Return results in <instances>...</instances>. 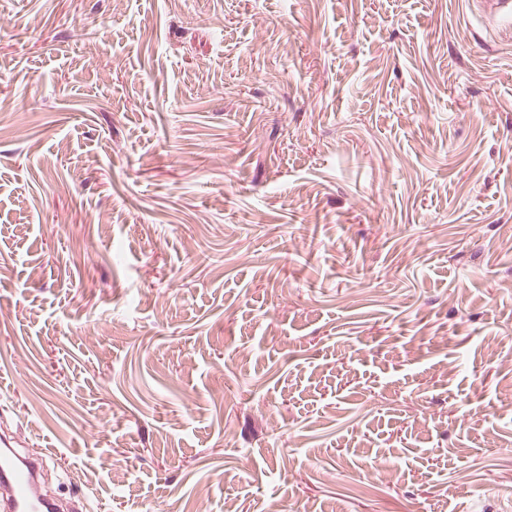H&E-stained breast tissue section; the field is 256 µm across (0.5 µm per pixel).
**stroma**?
<instances>
[{"mask_svg": "<svg viewBox=\"0 0 512 512\" xmlns=\"http://www.w3.org/2000/svg\"><path fill=\"white\" fill-rule=\"evenodd\" d=\"M2 436L80 512H512V31L0 0Z\"/></svg>", "mask_w": 512, "mask_h": 512, "instance_id": "stroma-1", "label": "stroma"}]
</instances>
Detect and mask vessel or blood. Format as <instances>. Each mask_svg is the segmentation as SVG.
<instances>
[{"label":"vessel or blood","instance_id":"obj_1","mask_svg":"<svg viewBox=\"0 0 512 512\" xmlns=\"http://www.w3.org/2000/svg\"><path fill=\"white\" fill-rule=\"evenodd\" d=\"M42 461L0 448V512H50L38 492Z\"/></svg>","mask_w":512,"mask_h":512}]
</instances>
